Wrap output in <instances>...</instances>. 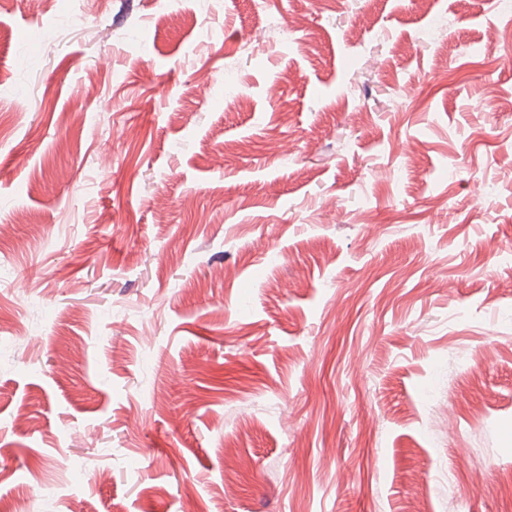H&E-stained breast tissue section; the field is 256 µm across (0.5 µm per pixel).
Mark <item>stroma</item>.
<instances>
[{
    "mask_svg": "<svg viewBox=\"0 0 512 512\" xmlns=\"http://www.w3.org/2000/svg\"><path fill=\"white\" fill-rule=\"evenodd\" d=\"M511 244L488 0H0V512H512Z\"/></svg>",
    "mask_w": 512,
    "mask_h": 512,
    "instance_id": "1",
    "label": "stroma"
}]
</instances>
